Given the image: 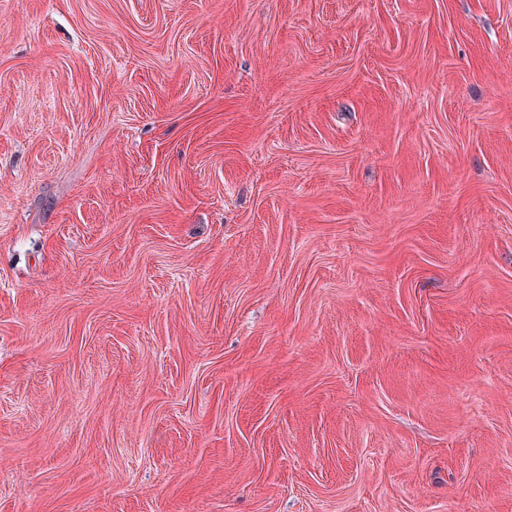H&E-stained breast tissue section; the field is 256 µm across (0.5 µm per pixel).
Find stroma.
<instances>
[{
	"label": "stroma",
	"instance_id": "stroma-1",
	"mask_svg": "<svg viewBox=\"0 0 512 512\" xmlns=\"http://www.w3.org/2000/svg\"><path fill=\"white\" fill-rule=\"evenodd\" d=\"M0 512H512V0H0Z\"/></svg>",
	"mask_w": 512,
	"mask_h": 512
}]
</instances>
